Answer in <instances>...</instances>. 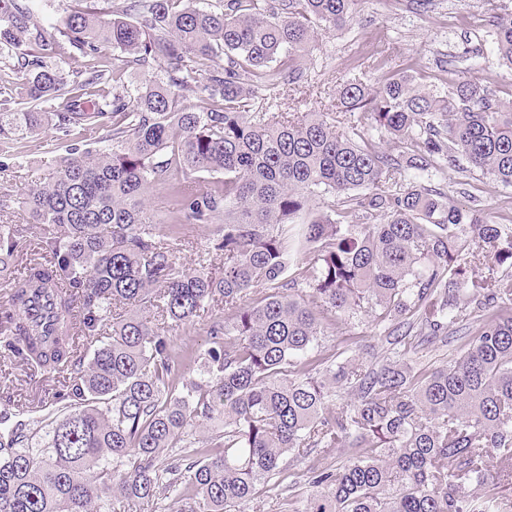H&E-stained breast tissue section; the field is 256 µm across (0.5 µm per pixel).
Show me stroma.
<instances>
[{"instance_id": "1", "label": "stroma", "mask_w": 512, "mask_h": 512, "mask_svg": "<svg viewBox=\"0 0 512 512\" xmlns=\"http://www.w3.org/2000/svg\"><path fill=\"white\" fill-rule=\"evenodd\" d=\"M493 39L483 0H363L344 29L319 32L308 54L297 61L305 77L302 93L279 94L272 109L323 112L344 82L356 78L372 85L402 69L411 70L417 82L444 95L448 92V65L462 66L467 58L475 64L478 77L502 96L512 89V69L500 60ZM67 148L66 141L56 139L54 130L46 128L25 140L13 159L0 157V220L27 224L23 195L44 182ZM401 182L438 189L466 207L512 214V187L498 186L477 170H410ZM181 232L189 241L180 253L186 268L223 265V255L212 248L210 225L186 224ZM209 324L205 315L169 332L173 347L185 356L187 376H197L200 370L198 356L210 346ZM319 346L337 362L352 360L366 365L393 357L397 350L387 328L362 313L329 329ZM61 389L59 375H44L0 356V414L10 421L51 428L64 406L57 398Z\"/></svg>"}]
</instances>
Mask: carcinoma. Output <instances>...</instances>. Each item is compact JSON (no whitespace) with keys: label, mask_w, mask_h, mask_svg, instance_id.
Masks as SVG:
<instances>
[{"label":"carcinoma","mask_w":512,"mask_h":512,"mask_svg":"<svg viewBox=\"0 0 512 512\" xmlns=\"http://www.w3.org/2000/svg\"><path fill=\"white\" fill-rule=\"evenodd\" d=\"M361 2L65 0L51 35L40 0H0V154L49 125L98 146L71 145L22 199L49 259L16 267L24 230L0 224V347L68 372L70 399L45 434L0 435V512H94L116 493L123 512L167 499L169 512H231L301 465L315 492L304 509L288 495V512H512V273L478 274L512 270V226L418 184L389 187L440 156L512 187V101L467 75L446 96L406 71L340 86L341 114L406 144L392 157L329 112H272L258 96L296 84L294 59ZM484 7L512 66V8ZM75 54L87 63L68 73L59 60ZM130 60L160 61L163 76L131 87ZM156 186L160 218L145 203ZM326 193L338 207L313 210ZM184 224L216 225L223 267L183 266ZM302 252L300 280L289 271ZM215 304L224 319L186 380L169 330ZM358 312L406 327L388 362L336 366L319 350ZM464 317V351L422 366L421 344ZM333 454L348 460L308 464Z\"/></svg>","instance_id":"cac0c4a2"}]
</instances>
